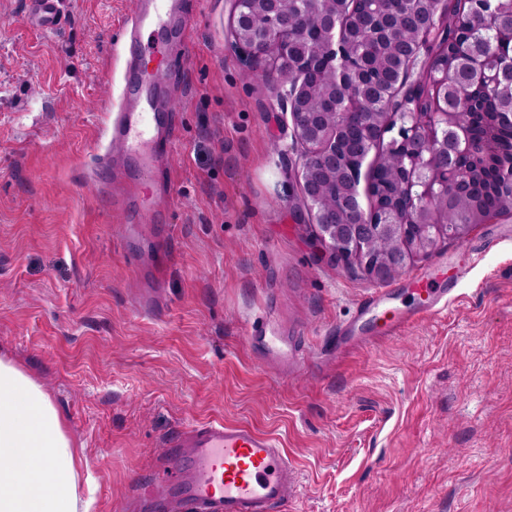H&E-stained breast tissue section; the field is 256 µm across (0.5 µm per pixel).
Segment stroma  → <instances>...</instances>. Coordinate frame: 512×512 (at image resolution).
<instances>
[{"mask_svg": "<svg viewBox=\"0 0 512 512\" xmlns=\"http://www.w3.org/2000/svg\"><path fill=\"white\" fill-rule=\"evenodd\" d=\"M189 54L159 90L177 119L171 196L124 209L136 170L90 181L102 117L124 85L112 55L129 0H68L62 33L0 0V357L51 395L123 512L165 441L227 421L276 435L298 468L282 512H512V217L475 225L394 280L456 282L439 315L337 351L379 284L317 248L280 82L246 78L230 0H184ZM156 286L153 309L136 306ZM305 343L282 370L249 348L266 307Z\"/></svg>", "mask_w": 512, "mask_h": 512, "instance_id": "obj_1", "label": "stroma"}]
</instances>
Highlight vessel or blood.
Returning <instances> with one entry per match:
<instances>
[{
	"label": "vessel or blood",
	"mask_w": 512,
	"mask_h": 512,
	"mask_svg": "<svg viewBox=\"0 0 512 512\" xmlns=\"http://www.w3.org/2000/svg\"><path fill=\"white\" fill-rule=\"evenodd\" d=\"M29 27L56 33L66 20V0H26ZM179 15L177 0H132L122 23L128 50L124 104L108 118L97 138V153L111 166L113 153L142 173L161 179L167 171V145L176 130L175 116L160 111L156 91L166 62L178 52L174 39ZM418 291L429 305L412 310H392L387 302L391 289L362 299L358 318L380 319V329L400 334L416 320L446 309L449 292L430 274L415 275ZM244 339L259 345L267 358L281 366L297 365L301 349L296 337L286 335L270 312L264 311L245 325ZM172 463L148 485L143 497H167L170 512H277L294 499L298 472L271 433L244 424L209 421L192 424L167 443Z\"/></svg>",
	"instance_id": "1"
}]
</instances>
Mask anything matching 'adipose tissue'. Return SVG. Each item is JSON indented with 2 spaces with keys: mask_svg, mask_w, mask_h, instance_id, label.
<instances>
[{
  "mask_svg": "<svg viewBox=\"0 0 512 512\" xmlns=\"http://www.w3.org/2000/svg\"><path fill=\"white\" fill-rule=\"evenodd\" d=\"M88 470L50 395L0 358V512H93Z\"/></svg>",
  "mask_w": 512,
  "mask_h": 512,
  "instance_id": "1",
  "label": "adipose tissue"
}]
</instances>
